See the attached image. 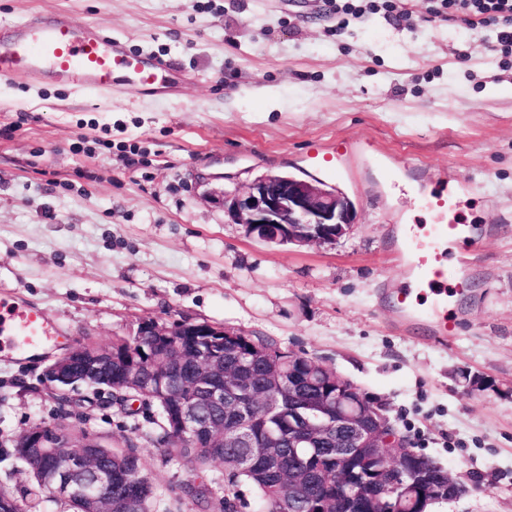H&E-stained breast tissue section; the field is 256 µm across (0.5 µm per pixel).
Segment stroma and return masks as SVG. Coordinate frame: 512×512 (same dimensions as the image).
<instances>
[{
	"instance_id": "1",
	"label": "stroma",
	"mask_w": 512,
	"mask_h": 512,
	"mask_svg": "<svg viewBox=\"0 0 512 512\" xmlns=\"http://www.w3.org/2000/svg\"><path fill=\"white\" fill-rule=\"evenodd\" d=\"M336 31L329 0H0V26L71 14L162 60L172 88L106 97L0 79V294L45 312L51 339L0 354V441L36 422L139 438L161 494L196 480L100 394L62 417L48 358L140 321H208L313 358L382 402L413 447L479 486L432 512H512V59L490 30L395 0ZM329 154V168L313 152ZM283 173L353 203L334 243L268 245L223 193ZM444 218L472 227L429 240ZM441 267L415 305L404 230ZM465 288H457L458 280ZM453 298L447 340L421 312ZM494 382L470 389L459 371Z\"/></svg>"
}]
</instances>
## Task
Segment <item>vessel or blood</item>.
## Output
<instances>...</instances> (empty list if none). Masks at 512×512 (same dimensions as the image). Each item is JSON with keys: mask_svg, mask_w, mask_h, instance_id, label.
<instances>
[{"mask_svg": "<svg viewBox=\"0 0 512 512\" xmlns=\"http://www.w3.org/2000/svg\"><path fill=\"white\" fill-rule=\"evenodd\" d=\"M163 65L131 52L124 37L70 15L33 16L0 31V79H42L148 95ZM48 335L47 319L24 305L0 306V349L32 344Z\"/></svg>", "mask_w": 512, "mask_h": 512, "instance_id": "vessel-or-blood-1", "label": "vessel or blood"}]
</instances>
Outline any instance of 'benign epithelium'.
Here are the masks:
<instances>
[{"label": "benign epithelium", "instance_id": "7a95c632", "mask_svg": "<svg viewBox=\"0 0 512 512\" xmlns=\"http://www.w3.org/2000/svg\"><path fill=\"white\" fill-rule=\"evenodd\" d=\"M224 212L235 224H243L250 235L267 244H324L342 237L354 223V205L339 190L319 181H308L290 175H265L252 182L243 192L226 193L222 198ZM139 336H225L224 327L210 322L175 321L171 324L143 320L137 328ZM175 356L168 361L156 391L171 398L180 387L176 371L198 365L199 346L185 340L174 343ZM76 348L57 355L44 373L49 390L61 393L62 405L75 407L80 402L81 380L75 372L101 374L112 381V355L75 360ZM261 365L268 374L267 404L275 405L280 393L289 385L287 362L271 351L257 350L248 360L224 369V360L214 358L207 371L196 376L197 386L205 391L208 401L224 406V423L200 418L192 403H173L170 423L182 437H199L232 449V457L241 469L255 465L251 448L255 446L258 395L248 385L250 366ZM340 402L336 414L325 413L324 402L314 398L288 433L292 449L304 448L320 432H336V461L354 458H384L390 461L381 483L376 484L359 474L345 495L334 500L319 498V481L314 471L299 467L290 472L282 484V497L290 512H351L362 500L374 505L373 512H405L415 501L414 472L406 462L411 450L396 436L384 434L390 427L384 407L370 399L351 380L333 373ZM60 433L56 425L27 428L11 443L28 455L37 456L45 464L42 470L47 493L68 499L77 497L91 512H112V469L100 463L98 449L108 447L103 437L85 433L70 442L72 451L58 455ZM466 493L460 480L448 481L430 492L428 502L448 501Z\"/></svg>", "mask_w": 512, "mask_h": 512}]
</instances>
